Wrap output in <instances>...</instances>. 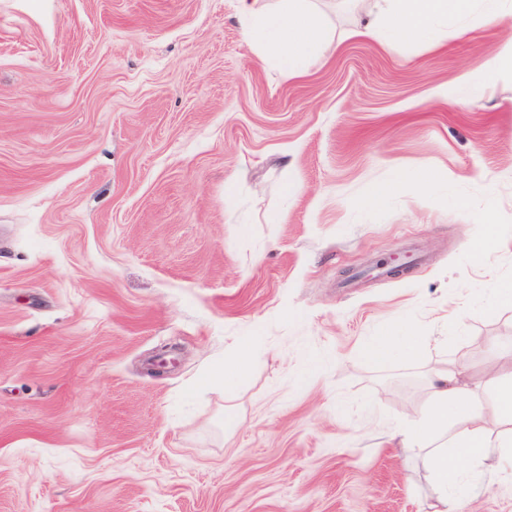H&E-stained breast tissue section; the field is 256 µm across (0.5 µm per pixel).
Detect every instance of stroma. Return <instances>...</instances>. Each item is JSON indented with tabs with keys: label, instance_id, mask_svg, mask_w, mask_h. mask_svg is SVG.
<instances>
[{
	"label": "stroma",
	"instance_id": "stroma-1",
	"mask_svg": "<svg viewBox=\"0 0 512 512\" xmlns=\"http://www.w3.org/2000/svg\"><path fill=\"white\" fill-rule=\"evenodd\" d=\"M312 2L291 76L237 0H0V512H440L397 437L440 367L512 432V9L390 51ZM398 172L434 183L367 206ZM390 332L419 355L368 356ZM458 467L455 512H512V474ZM253 343L244 341L238 346V356L235 362L225 363L222 367L215 368L207 378V381H223L228 390L235 389L245 378ZM495 407L498 416L512 422V347L503 348L497 359Z\"/></svg>",
	"mask_w": 512,
	"mask_h": 512
}]
</instances>
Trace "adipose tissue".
Wrapping results in <instances>:
<instances>
[{
	"mask_svg": "<svg viewBox=\"0 0 512 512\" xmlns=\"http://www.w3.org/2000/svg\"><path fill=\"white\" fill-rule=\"evenodd\" d=\"M380 19L365 24L359 34L395 49L407 41L432 38L439 23L456 17L485 20L482 0H385ZM238 15L250 42L289 74L305 72L327 28L310 0H238ZM429 409L401 434L404 447L429 448L433 479L440 497L461 481L455 463L512 470V437L490 438L483 413L466 398L455 375L440 368L431 375Z\"/></svg>",
	"mask_w": 512,
	"mask_h": 512,
	"instance_id": "obj_1",
	"label": "adipose tissue"
}]
</instances>
